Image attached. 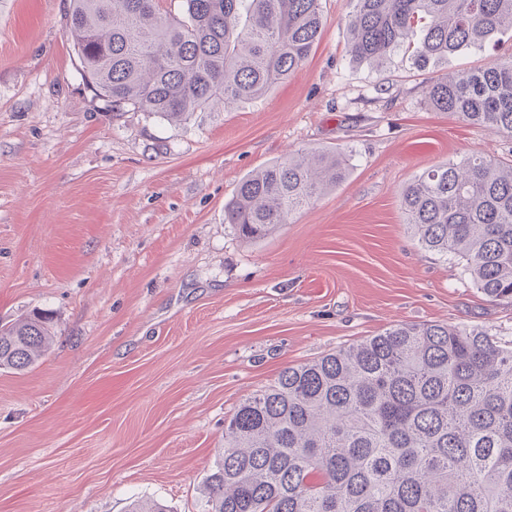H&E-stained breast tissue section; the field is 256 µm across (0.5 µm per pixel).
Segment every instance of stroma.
Listing matches in <instances>:
<instances>
[{"label":"stroma","instance_id":"stroma-1","mask_svg":"<svg viewBox=\"0 0 512 512\" xmlns=\"http://www.w3.org/2000/svg\"><path fill=\"white\" fill-rule=\"evenodd\" d=\"M69 0H0V321L49 313L54 342L0 370V512H204L224 420L288 366L396 323L512 342V304L456 257L425 252L399 192L512 138L434 111L427 81L512 58V32L419 68L354 60L351 0H321L306 62L265 96L172 125L116 112L66 35ZM302 150L346 177L268 238L224 206L252 171Z\"/></svg>","mask_w":512,"mask_h":512}]
</instances>
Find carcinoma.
I'll list each match as a JSON object with an SVG mask.
<instances>
[{
    "instance_id": "obj_1",
    "label": "carcinoma",
    "mask_w": 512,
    "mask_h": 512,
    "mask_svg": "<svg viewBox=\"0 0 512 512\" xmlns=\"http://www.w3.org/2000/svg\"><path fill=\"white\" fill-rule=\"evenodd\" d=\"M349 48L378 66L409 51L426 67L512 30V0H353ZM320 0H70L84 77L118 111L181 124L259 98L309 57ZM429 106L512 138V60L430 79ZM341 153L301 151L249 174L224 221L260 240L346 176ZM413 237L465 262L476 288L512 303V164L448 161L400 191ZM51 318L0 325V369L48 350ZM207 512H512V345L491 331L394 324L287 366L224 422L204 481Z\"/></svg>"
}]
</instances>
